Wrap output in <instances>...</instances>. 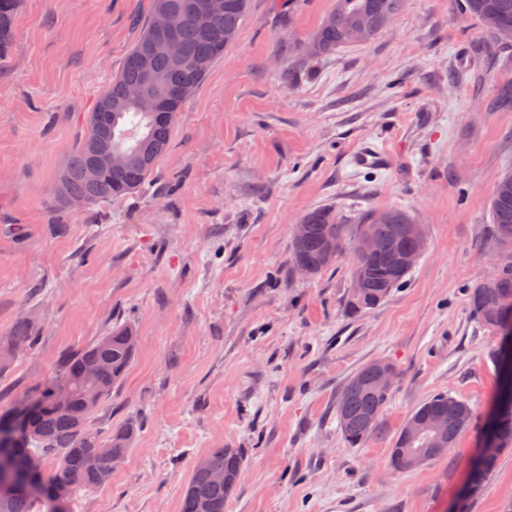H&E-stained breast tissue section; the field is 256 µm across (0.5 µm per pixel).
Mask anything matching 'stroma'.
Returning <instances> with one entry per match:
<instances>
[{
    "mask_svg": "<svg viewBox=\"0 0 512 512\" xmlns=\"http://www.w3.org/2000/svg\"><path fill=\"white\" fill-rule=\"evenodd\" d=\"M333 0H250L232 45L179 112L149 186L54 207L60 168L148 16L149 0H21L0 62V344L37 337L0 371V413L112 326H135L123 380L88 420L138 432L73 512H180L194 462L243 454L224 512H505L512 449L482 490L458 491L500 387L498 335L468 291L493 272L489 201L512 171V46L462 0H405L373 41L301 63ZM377 166H355L365 147ZM332 207L348 223L409 212L425 232L405 283L350 309L352 258L291 270L294 226ZM396 369L382 432L349 447L336 397L363 365ZM436 394L473 419L410 472L393 437Z\"/></svg>",
    "mask_w": 512,
    "mask_h": 512,
    "instance_id": "stroma-1",
    "label": "stroma"
}]
</instances>
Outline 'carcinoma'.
<instances>
[{
  "label": "carcinoma",
  "instance_id": "cac0c4a2",
  "mask_svg": "<svg viewBox=\"0 0 512 512\" xmlns=\"http://www.w3.org/2000/svg\"><path fill=\"white\" fill-rule=\"evenodd\" d=\"M189 0H150L147 20L127 54L120 73L98 97L89 113L87 132L58 176L55 201L67 207L76 200L86 205L131 195L141 191L151 180L158 160L170 145L171 133L186 100L161 89L154 95L155 108H144L126 97V91L141 84L140 59L149 55L152 70L161 84L174 82L195 92L214 61L238 35L247 15L249 0H224V7L209 14L206 28H201L195 14L187 8ZM19 0H0V59L12 43L14 20ZM405 0H335L332 11L305 43L300 58H321L346 46L373 40L401 12ZM466 13L480 21L494 39L504 41L503 32H512V0H465ZM163 11L180 14L178 39L183 55L176 58L155 47L154 22ZM116 107L104 108L107 98ZM125 155L120 165L100 162L109 147ZM411 215L402 210L371 211L360 223L346 224L336 210L316 208L303 216L301 227L293 235L292 255L320 272L350 249L353 252L352 308H371L400 287L410 274L401 264L413 250V240L403 232ZM492 227L499 245V266L482 279L470 293L473 316L486 328L502 336L500 350L492 359L502 370V383L491 412V431L483 434L479 451L481 462L472 465L462 491L476 494L492 476L500 455L512 448V391L508 389L505 366L507 351L512 349V174L497 179L491 200ZM368 233L396 246L393 253H366L358 238ZM34 339L30 324L17 322L13 341L0 346V369L14 352ZM136 329L116 325L81 352L62 361L61 375L41 385L29 401L0 415V433L12 431L11 420L20 418L25 435L11 439L10 455L19 462L34 456L41 462L57 461L58 469L49 481L38 475L34 483L47 489L56 482L68 485L64 512L81 488L103 486L123 462L135 434L133 425L112 432L104 440L88 425L98 405L112 393V388L129 369L137 351ZM372 364L359 368L344 384L336 398V420L347 442L354 448L382 432V414L391 390H379L365 383ZM427 423L418 434L400 428L390 448V465L397 472L407 471L404 455L424 450L425 461L436 455L437 434L456 441L469 425L470 406L449 395H436L411 413ZM243 457L237 448H212L199 458L184 492L180 512H224V502L238 487ZM15 468L5 467L0 479V512H51L41 510L50 502L49 492L12 490Z\"/></svg>",
  "mask_w": 512,
  "mask_h": 512
}]
</instances>
